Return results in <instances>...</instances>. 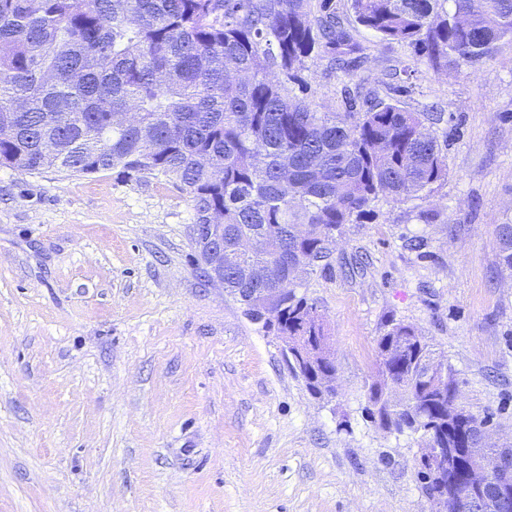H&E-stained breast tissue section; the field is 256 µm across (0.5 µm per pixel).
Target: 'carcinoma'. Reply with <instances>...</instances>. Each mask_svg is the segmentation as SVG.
<instances>
[{"mask_svg":"<svg viewBox=\"0 0 512 512\" xmlns=\"http://www.w3.org/2000/svg\"><path fill=\"white\" fill-rule=\"evenodd\" d=\"M354 22L381 42L412 46L436 71L481 61L512 35V0H349ZM365 47L334 0H0V167L20 173L171 177L194 223L222 215L224 289L254 324L278 336H309L315 304L297 296L303 265L320 267L346 224L381 195L401 201L448 177L426 127L444 113L411 111L405 67L388 99L341 90L344 111L291 94L306 60L350 75ZM134 112L128 124L111 117ZM203 156L220 161L198 165ZM500 264L512 272V224L497 225ZM265 248L244 252L240 239ZM264 264L255 282L248 270ZM260 288H286L270 308ZM377 379L365 411L375 415L393 374L398 428L448 448H481L486 420L457 403L456 380L427 374L432 345L389 321L378 336ZM288 365L311 394L317 361ZM427 498H450L457 467L439 480L417 472Z\"/></svg>","mask_w":512,"mask_h":512,"instance_id":"1","label":"carcinoma"}]
</instances>
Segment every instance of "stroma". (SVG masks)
<instances>
[{"label":"stroma","instance_id":"1","mask_svg":"<svg viewBox=\"0 0 512 512\" xmlns=\"http://www.w3.org/2000/svg\"><path fill=\"white\" fill-rule=\"evenodd\" d=\"M354 76L307 61V97L349 79L383 92L412 71L411 110L436 102L448 177L379 198L329 264L301 275L336 358L319 398L279 340L205 281L178 183L0 167V512H429L418 435L366 417L376 340L395 318L452 367L458 401L512 442V35L489 58L434 71L379 42Z\"/></svg>","mask_w":512,"mask_h":512}]
</instances>
